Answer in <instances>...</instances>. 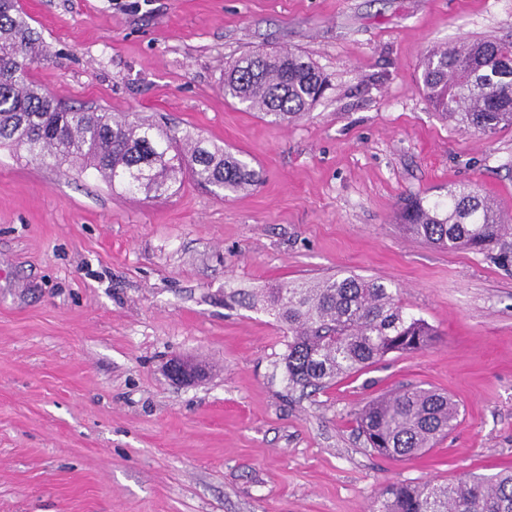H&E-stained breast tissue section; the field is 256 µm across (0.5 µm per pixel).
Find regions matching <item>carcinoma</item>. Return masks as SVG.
<instances>
[{
    "instance_id": "obj_1",
    "label": "carcinoma",
    "mask_w": 512,
    "mask_h": 512,
    "mask_svg": "<svg viewBox=\"0 0 512 512\" xmlns=\"http://www.w3.org/2000/svg\"><path fill=\"white\" fill-rule=\"evenodd\" d=\"M41 38L18 0H0V144L49 158L62 170L92 168L114 190L159 197L184 179L237 192L259 173L202 138L182 136L147 119L63 103L35 84L30 66ZM420 87L432 107L456 126L490 139L512 127V42L462 40L427 51ZM326 81L301 52L256 53L227 63L224 96L278 124L305 116ZM410 234L431 244L512 257V226L469 185L448 187V201L406 203ZM288 331L289 387L324 390L391 353L427 349L436 331L406 312L398 292L358 275L288 282L263 296ZM460 410L448 395L404 388L371 401L357 415L359 434L377 453L412 458L456 427ZM371 512H512V469L456 482L390 485Z\"/></svg>"
}]
</instances>
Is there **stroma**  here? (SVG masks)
Listing matches in <instances>:
<instances>
[{
  "instance_id": "stroma-1",
  "label": "stroma",
  "mask_w": 512,
  "mask_h": 512,
  "mask_svg": "<svg viewBox=\"0 0 512 512\" xmlns=\"http://www.w3.org/2000/svg\"><path fill=\"white\" fill-rule=\"evenodd\" d=\"M20 4L43 89L201 136L260 180L147 198L0 146V512H370L393 484L512 467V266L399 216L470 184L512 221V128L458 130L419 88L427 50L512 40V0ZM285 48L330 80L306 116L225 98V61ZM345 273L399 291L435 341L289 388L285 327L244 300ZM177 358L205 377L175 384ZM410 385L451 396L459 424L425 455L380 456L355 417Z\"/></svg>"
}]
</instances>
